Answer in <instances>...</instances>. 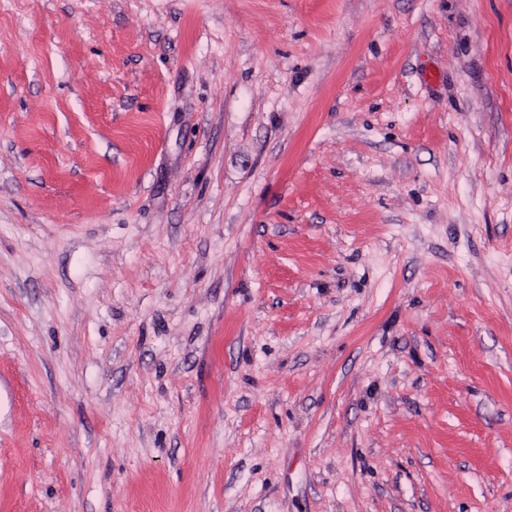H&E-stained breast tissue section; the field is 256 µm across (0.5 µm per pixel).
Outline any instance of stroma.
<instances>
[{
    "instance_id": "obj_1",
    "label": "stroma",
    "mask_w": 512,
    "mask_h": 512,
    "mask_svg": "<svg viewBox=\"0 0 512 512\" xmlns=\"http://www.w3.org/2000/svg\"><path fill=\"white\" fill-rule=\"evenodd\" d=\"M0 512H512V0H0Z\"/></svg>"
}]
</instances>
